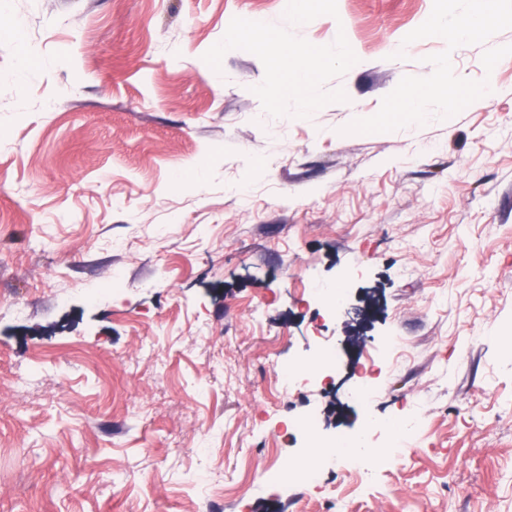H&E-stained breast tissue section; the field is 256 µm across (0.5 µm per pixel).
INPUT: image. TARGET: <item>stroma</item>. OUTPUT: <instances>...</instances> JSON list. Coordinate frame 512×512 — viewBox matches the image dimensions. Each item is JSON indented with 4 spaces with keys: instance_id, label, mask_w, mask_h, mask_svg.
I'll return each instance as SVG.
<instances>
[{
    "instance_id": "obj_1",
    "label": "stroma",
    "mask_w": 512,
    "mask_h": 512,
    "mask_svg": "<svg viewBox=\"0 0 512 512\" xmlns=\"http://www.w3.org/2000/svg\"><path fill=\"white\" fill-rule=\"evenodd\" d=\"M489 7L450 46L473 0H0V512H321L266 479L304 448L284 420L364 421L277 376L318 336L349 363L401 337L373 413L427 422L369 490L319 471L345 512H512V0ZM245 19L318 55L310 106L273 47L226 41ZM441 67L457 104L413 111ZM486 19L487 13L483 1H476L471 19L453 34L452 39L457 37L479 38L484 31Z\"/></svg>"
}]
</instances>
